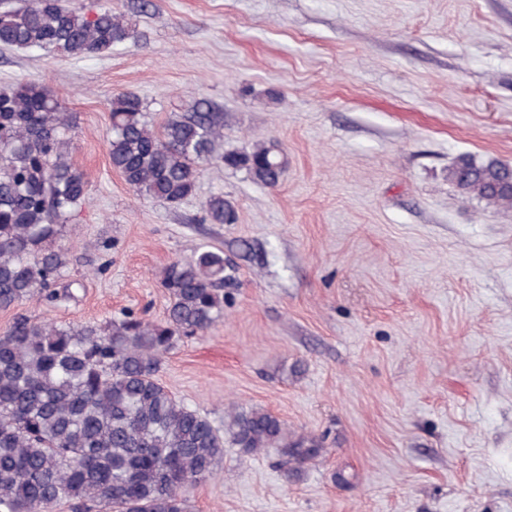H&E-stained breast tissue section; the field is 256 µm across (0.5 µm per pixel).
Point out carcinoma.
I'll list each match as a JSON object with an SVG mask.
<instances>
[{"instance_id":"carcinoma-1","label":"carcinoma","mask_w":512,"mask_h":512,"mask_svg":"<svg viewBox=\"0 0 512 512\" xmlns=\"http://www.w3.org/2000/svg\"><path fill=\"white\" fill-rule=\"evenodd\" d=\"M137 32L110 6L88 17L70 0H27L0 11V46L74 59L110 54ZM112 168L138 197L176 206L194 193L200 167L217 158L273 188L288 159L272 140L215 156L224 122L203 102L156 128L131 92L107 100ZM73 113L47 88L20 82L0 92V309L59 295L67 266L61 239L85 202L86 173L71 159ZM448 179L490 206L512 207V166L459 157ZM213 224L237 222L224 195L202 206ZM224 255L205 249L162 271L166 316L129 312L103 325L16 317L0 336V512H190L189 488L224 460V431L159 382L162 359L181 336L224 320ZM233 444L247 455L280 448L294 474L320 454L290 439L283 421L252 410L231 416Z\"/></svg>"}]
</instances>
